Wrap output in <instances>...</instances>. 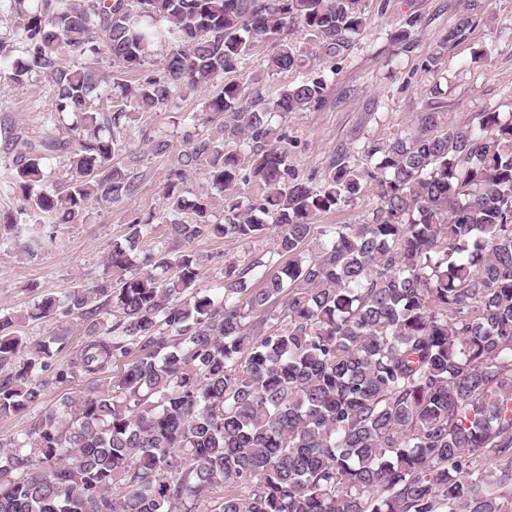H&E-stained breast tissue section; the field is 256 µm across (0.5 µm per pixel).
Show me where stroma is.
Here are the masks:
<instances>
[{
	"label": "stroma",
	"instance_id": "35a3bbf8",
	"mask_svg": "<svg viewBox=\"0 0 512 512\" xmlns=\"http://www.w3.org/2000/svg\"><path fill=\"white\" fill-rule=\"evenodd\" d=\"M369 24L352 46L333 58L305 54L300 71L269 73L265 59L270 42L258 43L234 72L233 80L245 83L263 77L270 93L292 83L297 75L325 78L323 104L288 115L273 114L271 123L288 137V162L301 179L323 184L332 162L350 156L361 175V189L354 200L336 210L318 214L304 248L317 249L321 232L334 224H363L379 203V189L366 145L382 144L414 129L422 112L435 107L442 113V128L474 121L482 112L512 115V0H366ZM470 23L455 41L445 42L449 28L460 17ZM409 27V42L396 43L395 30ZM438 70L429 73L430 59ZM11 58L0 56V211L14 209L10 190L15 148L10 131L30 136L59 134L50 118L54 111L52 78L33 72L23 84L9 78ZM223 85L222 80L198 86L165 112L135 114L134 128H143L168 139V154L157 155L134 138L139 157L133 170L137 187L121 202L106 208L90 205L80 224H62L55 244L36 258L19 252L13 241L0 240V308L20 311L43 295H63L68 289L95 281L106 271L104 258L113 243L122 241L130 215L162 213V187L179 151L184 119L199 118L198 131L214 132L203 107ZM195 249L203 259L200 288H216L223 281L225 261L261 254L280 264L272 236L252 242L203 237ZM65 334L64 349L55 353L56 365H67L85 341L77 320L29 323L25 333L38 341L50 333Z\"/></svg>",
	"mask_w": 512,
	"mask_h": 512
}]
</instances>
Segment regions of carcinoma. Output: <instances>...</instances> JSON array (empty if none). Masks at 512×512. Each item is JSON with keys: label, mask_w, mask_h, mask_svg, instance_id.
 <instances>
[{"label": "carcinoma", "mask_w": 512, "mask_h": 512, "mask_svg": "<svg viewBox=\"0 0 512 512\" xmlns=\"http://www.w3.org/2000/svg\"><path fill=\"white\" fill-rule=\"evenodd\" d=\"M13 0L18 52L9 78L53 76L64 135L19 132L12 189L21 205L0 212L34 256L61 224H80L92 203L134 188L130 108L165 112L181 96L235 71L255 45L275 44L267 69L302 66L288 40L297 27L335 57L367 27L365 0ZM166 46L161 67L154 47ZM107 54L140 77L109 75L62 54ZM326 83L307 78L271 98L262 79L224 82L205 106L220 135L187 117L163 186V217L127 223L105 276L43 296L22 313L0 311V418L40 407L50 386L94 380L123 362L106 388L91 384L0 444V512H194L227 487L216 512H508L512 488V115L434 133L416 130L364 149L380 175L365 224H334L315 252L302 245L312 219L352 201L360 178L343 156L314 187L288 164L274 112L322 104ZM128 152V164L113 163ZM68 158L75 177L49 183L44 160ZM204 164L208 194L187 197L185 173ZM254 185L260 199L244 197ZM169 238L153 248L156 220ZM25 226L28 235L18 236ZM276 233L288 258L252 288L263 256L224 264L223 293L197 287L201 237L254 241ZM85 324L68 367L31 341L30 322Z\"/></svg>", "instance_id": "carcinoma-1"}]
</instances>
